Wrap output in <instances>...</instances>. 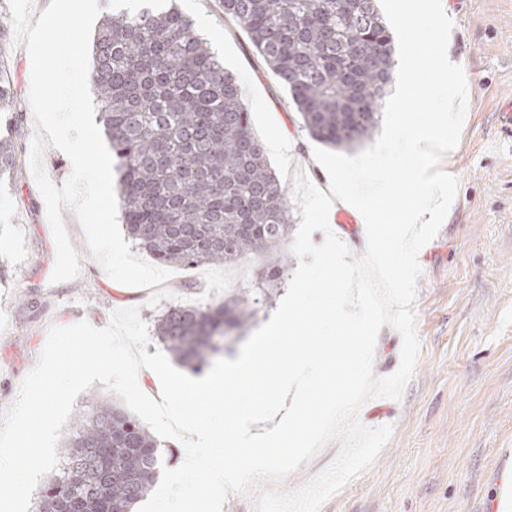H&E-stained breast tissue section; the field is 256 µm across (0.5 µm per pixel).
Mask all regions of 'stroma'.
<instances>
[{"mask_svg":"<svg viewBox=\"0 0 512 512\" xmlns=\"http://www.w3.org/2000/svg\"><path fill=\"white\" fill-rule=\"evenodd\" d=\"M454 23L448 45L467 79V106L457 146L441 168L459 181L437 236L419 252L416 334L420 355L401 399L374 398L359 412L369 427L392 425L375 463L329 498L321 512H497L512 487V0H442ZM201 37L238 80L263 142L285 186L305 170L317 187L329 184L314 160L316 142L288 89L261 61L247 33L225 23L219 0H178ZM5 65L13 93L11 137L20 163L16 183L0 189V419L17 401L52 327L87 321L107 327L115 310L136 306L154 327L173 304L208 306L250 287L262 269L178 267L150 292L113 281L91 255L73 209L61 216L79 254L80 274L54 284L56 245L31 165L39 135L29 102L32 63L24 43L7 41ZM326 443L298 471L230 490L222 512H255L268 490L296 491L336 458Z\"/></svg>","mask_w":512,"mask_h":512,"instance_id":"1","label":"stroma"}]
</instances>
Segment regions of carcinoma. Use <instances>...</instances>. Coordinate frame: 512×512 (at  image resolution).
I'll return each mask as SVG.
<instances>
[{
    "label": "carcinoma",
    "mask_w": 512,
    "mask_h": 512,
    "mask_svg": "<svg viewBox=\"0 0 512 512\" xmlns=\"http://www.w3.org/2000/svg\"><path fill=\"white\" fill-rule=\"evenodd\" d=\"M288 88L309 134L339 149L371 139L393 81L392 36L377 0H220ZM90 81L112 154L128 234L158 263L271 262L262 291L288 265L286 188L251 129L238 81L174 3L144 0L105 16ZM12 91L0 61V112ZM18 176L17 148L0 139V183ZM254 289L205 308L169 307L155 336L196 372L245 333ZM152 433L117 401L89 396L62 440L35 512H129L162 461Z\"/></svg>",
    "instance_id": "1"
}]
</instances>
